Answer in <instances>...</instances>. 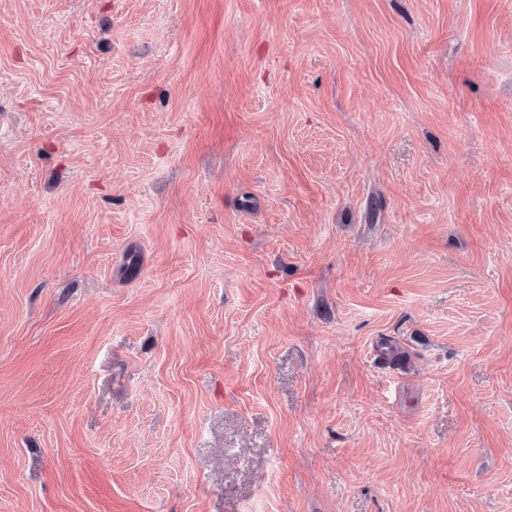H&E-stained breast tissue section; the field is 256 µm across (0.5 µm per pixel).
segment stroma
I'll return each instance as SVG.
<instances>
[{
  "label": "stroma",
  "instance_id": "obj_1",
  "mask_svg": "<svg viewBox=\"0 0 512 512\" xmlns=\"http://www.w3.org/2000/svg\"><path fill=\"white\" fill-rule=\"evenodd\" d=\"M0 512H512V0H0Z\"/></svg>",
  "mask_w": 512,
  "mask_h": 512
}]
</instances>
